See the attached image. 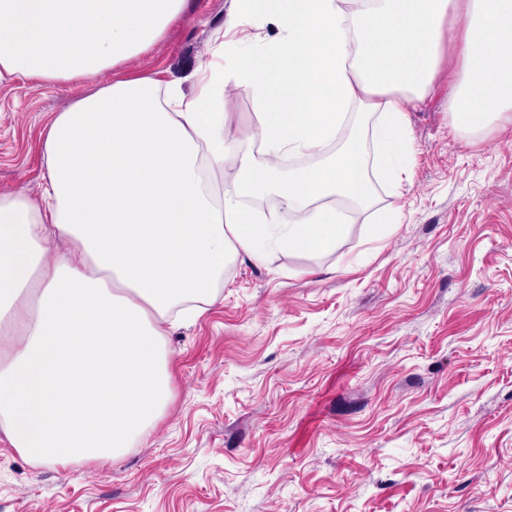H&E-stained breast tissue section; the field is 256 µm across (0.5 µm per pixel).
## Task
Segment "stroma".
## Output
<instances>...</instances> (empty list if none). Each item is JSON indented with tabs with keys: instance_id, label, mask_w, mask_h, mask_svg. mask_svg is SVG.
Segmentation results:
<instances>
[{
	"instance_id": "1",
	"label": "stroma",
	"mask_w": 512,
	"mask_h": 512,
	"mask_svg": "<svg viewBox=\"0 0 512 512\" xmlns=\"http://www.w3.org/2000/svg\"><path fill=\"white\" fill-rule=\"evenodd\" d=\"M232 7L188 0L98 83L194 92ZM447 92L410 108L407 176L373 177L335 251L228 260L215 303L167 330L172 398L120 460L36 464L0 436V512H512V127L462 138ZM73 96L0 81L1 191L41 196L42 129ZM223 100L247 149L255 101Z\"/></svg>"
}]
</instances>
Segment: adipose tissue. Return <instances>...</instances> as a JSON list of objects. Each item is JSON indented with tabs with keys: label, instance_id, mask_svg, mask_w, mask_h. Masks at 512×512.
<instances>
[{
	"label": "adipose tissue",
	"instance_id": "1",
	"mask_svg": "<svg viewBox=\"0 0 512 512\" xmlns=\"http://www.w3.org/2000/svg\"><path fill=\"white\" fill-rule=\"evenodd\" d=\"M186 4L0 0V76L87 89L44 129L41 197L0 191V434L37 464H111L147 433L171 396L166 329L215 301L228 256L335 249L338 202L374 193L361 140L336 143L353 107L380 114L395 180L406 114L441 79L458 131L512 124V0H234L227 27L273 33L229 65L216 44L195 94L151 74L97 86ZM228 80L258 106L244 138L265 168L224 138ZM287 155L316 163L283 176ZM271 189L288 224L242 205Z\"/></svg>",
	"mask_w": 512,
	"mask_h": 512
}]
</instances>
